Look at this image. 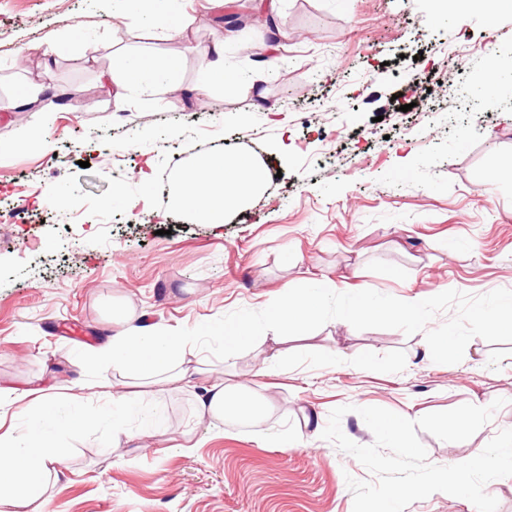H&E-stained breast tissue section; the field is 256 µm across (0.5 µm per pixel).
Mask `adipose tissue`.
<instances>
[{"mask_svg":"<svg viewBox=\"0 0 512 512\" xmlns=\"http://www.w3.org/2000/svg\"><path fill=\"white\" fill-rule=\"evenodd\" d=\"M178 70L175 60L136 51L122 55L101 79L118 95L132 98L173 84ZM268 175L267 168L253 158L214 152L197 158L181 172L173 204L196 221L220 224L226 215L258 194ZM333 292V286L325 282L315 288L283 287L278 304L268 315L271 325L278 329L272 343H280L288 329L301 328ZM196 347L195 337L160 324L139 323L136 313L123 308L113 314L112 339L99 347L98 354L111 360L113 369L129 372L146 379L149 386L162 389L183 385L196 375V368L185 364L187 353ZM49 399L40 388L0 391V502H9L19 512H47L46 490L59 474L61 448L56 439L20 433L6 428L5 422L16 406L37 412Z\"/></svg>","mask_w":512,"mask_h":512,"instance_id":"1","label":"adipose tissue"}]
</instances>
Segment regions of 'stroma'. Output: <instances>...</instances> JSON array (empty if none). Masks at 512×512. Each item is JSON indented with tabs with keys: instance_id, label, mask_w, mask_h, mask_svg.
Segmentation results:
<instances>
[{
	"instance_id": "1",
	"label": "stroma",
	"mask_w": 512,
	"mask_h": 512,
	"mask_svg": "<svg viewBox=\"0 0 512 512\" xmlns=\"http://www.w3.org/2000/svg\"><path fill=\"white\" fill-rule=\"evenodd\" d=\"M188 25L117 19L112 0H0V98L50 80V115L0 119V387L78 380L51 416L15 418L55 438V418L86 419L61 443L49 512H353L347 477L372 480L322 432L330 412L345 436L374 441L358 408L418 420L463 404H505L471 438H418L429 463L467 457L512 429V331L482 313L512 299V82L484 89L491 70L512 73V0L457 25L448 0H284L286 37L268 63L242 55L263 47L254 0H189ZM238 15L227 48L232 83L204 97L196 56ZM84 40L51 58L30 44L75 21ZM176 59L179 78L143 98L98 81L124 50ZM76 92L82 111L65 93ZM50 120L54 153L19 140ZM217 149L255 158L263 191L219 225L171 203L178 174ZM149 172L140 181L139 172ZM335 283L329 304L278 345L286 373L259 370L256 344L224 346V326L248 322L269 335L267 311L282 285ZM383 316L346 321L362 292ZM423 306L425 327L456 336L453 355L422 357L425 327L401 312ZM130 306L146 321L198 337L215 371L244 381L264 402L260 424L198 421L188 391L116 407L93 392L112 365L96 351L112 313ZM143 434L142 448H105L113 417ZM194 448L181 449L182 431Z\"/></svg>"
}]
</instances>
